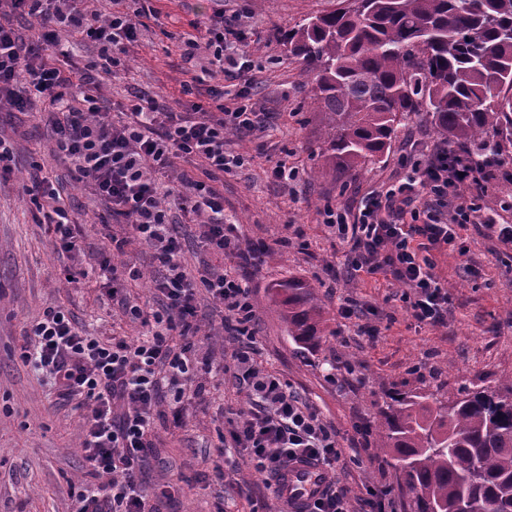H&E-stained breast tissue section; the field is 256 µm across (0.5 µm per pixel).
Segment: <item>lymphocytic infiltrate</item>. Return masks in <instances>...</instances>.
Here are the masks:
<instances>
[{
  "instance_id": "1",
  "label": "lymphocytic infiltrate",
  "mask_w": 512,
  "mask_h": 512,
  "mask_svg": "<svg viewBox=\"0 0 512 512\" xmlns=\"http://www.w3.org/2000/svg\"><path fill=\"white\" fill-rule=\"evenodd\" d=\"M87 2L0 0L10 12L28 15L42 28L40 37L29 42L0 21V104L45 113L57 152L71 161L76 180L90 183L122 220L126 235L111 238L112 247L120 250L133 241L147 249L159 271L153 286L163 297L162 309L134 308L145 333L133 344L102 342L52 305L26 329L29 345L22 361L50 379L60 399L85 411L84 457L92 471L107 477L105 483L74 492L72 512H156L136 482L154 446V419L164 406L174 420H184L185 393L203 395L205 378L213 372L211 361L197 354L194 343L200 330V287L224 313V331L234 343V378L248 401L228 431L232 447L247 451L256 468L275 480L295 461L321 465L329 482L307 512H353L346 491L334 482L342 461L335 424L289 383L257 365L256 312L247 282L215 269L192 277L181 259L182 243L170 219L174 207L195 217L199 238L211 253L228 259L253 255L235 225L225 223L223 195L206 182L186 180L170 197L157 183L158 174L178 158L199 160L220 173L243 167V157L226 150V139L259 128L264 113L245 106L212 112L200 104L194 111L176 112L139 95L128 105L125 120L118 121L93 96H76V89L102 79L115 50L122 41L136 40L140 25L126 13L101 15L88 9ZM64 33L96 43L102 63L79 66L61 59ZM240 41L237 29L219 23L188 38L186 55L204 50L205 74H226L240 66ZM404 164L409 173L402 182L368 191L355 204L328 212L327 225L347 246V277L392 278L404 286L402 300L415 323L444 326L449 297L435 271L436 253H465L459 231L469 225L512 252V225L499 223L494 212L462 203L466 195L483 193L502 171L444 145L434 146L426 158H406ZM30 193L49 204L44 217L61 251L79 250L80 227L58 206L54 189L37 181ZM174 333L182 336L181 347L171 346ZM165 386L171 397L164 404L160 396Z\"/></svg>"
}]
</instances>
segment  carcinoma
Returning <instances> with one entry per match:
<instances>
[{
  "mask_svg": "<svg viewBox=\"0 0 512 512\" xmlns=\"http://www.w3.org/2000/svg\"><path fill=\"white\" fill-rule=\"evenodd\" d=\"M326 125L318 159L352 171L381 157L404 120L426 121L487 163L512 158V0H334L288 31ZM294 343L325 336L314 285H274ZM378 450L412 512H512V385L397 395Z\"/></svg>",
  "mask_w": 512,
  "mask_h": 512,
  "instance_id": "1",
  "label": "carcinoma"
}]
</instances>
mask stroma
I'll list each match as a JSON object with an SVG mask.
<instances>
[{"mask_svg":"<svg viewBox=\"0 0 512 512\" xmlns=\"http://www.w3.org/2000/svg\"><path fill=\"white\" fill-rule=\"evenodd\" d=\"M329 6V0H125V11H143V27L92 93L114 112L142 91L175 111H191L199 96L184 92L182 85L187 72H199L200 62L184 58L189 34L220 20L244 32L239 53L247 67L224 77V104L233 106V94H242L245 104L267 119L260 131L227 138L229 149L247 164L224 177V216L245 242L268 245L270 255L258 268L215 258L200 247L190 219L177 211L173 220L184 242L183 257L191 271L224 268L248 282L258 360L340 430L346 466L338 477L350 496L386 486L394 512H411V495L399 488L395 469L376 441L357 443L354 428L374 425L379 407L396 392L453 394L464 385L505 384L512 376V257L499 254L496 242L474 228L463 231L468 253L445 254L437 261L451 298L444 327L415 324L400 284L380 275L346 278L344 248L324 223L325 209L383 189L406 153L423 156L448 138L433 125L411 120L375 162L351 173L319 168L324 115L311 106L301 65L289 56L285 38L304 18ZM0 137L14 148V169L0 178V512H71L73 488L99 481L81 449L85 419L59 406L49 386L21 361L25 330L45 307L59 303L80 329L136 342L144 331L140 320L108 298L95 271L107 258L141 268L142 278L128 282L126 293L131 304L149 311L161 306L153 288L155 269L149 252L135 243L126 245L124 254L105 255V236L122 234L123 226L91 189L73 181L42 116L2 106ZM280 162L295 168L296 180L282 183L273 177ZM33 175L52 182L73 220L82 224L80 251L61 252L49 226L36 219L26 191ZM297 231L307 248L292 242L285 249L278 246L279 238ZM68 268L87 276L68 281ZM291 276L315 283L326 311V336L313 349L289 338L272 300V285ZM348 298L366 308L364 320L377 326V335H357L356 323L339 317L338 308ZM198 299L200 351L210 355L215 370L204 399L188 400L183 425L169 417L156 420L155 447L141 483L151 492L171 488V495L155 499L158 512H278L266 475L254 468L248 453L221 444L246 403L221 372L233 346L222 315L206 293ZM218 470L224 474L219 481Z\"/></svg>","mask_w":512,"mask_h":512,"instance_id":"1","label":"stroma"}]
</instances>
